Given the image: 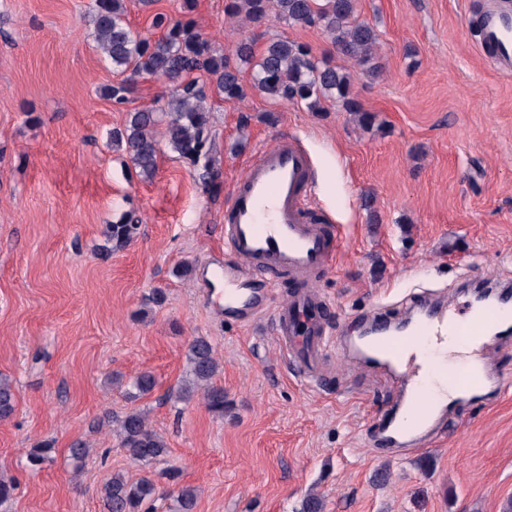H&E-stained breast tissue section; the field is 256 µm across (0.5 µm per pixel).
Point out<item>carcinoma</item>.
<instances>
[{
    "mask_svg": "<svg viewBox=\"0 0 512 512\" xmlns=\"http://www.w3.org/2000/svg\"><path fill=\"white\" fill-rule=\"evenodd\" d=\"M196 0H182V17L173 19L164 13L153 17L156 38L135 31L127 21L125 0H92L89 24L95 48L112 62L114 72L123 78L103 88L104 97L116 104H126L137 79L144 76L164 78L172 83L167 102L159 108H141L126 113L122 127L112 132V142L125 147L133 166L143 180H152L158 170L161 144L194 167L198 181L208 190L221 185V171L211 154V114L207 110V92L191 75L208 74L211 91L229 102L242 101L247 87H252L276 101H304L313 112L321 103L336 100L345 110L358 116L361 125L372 123L373 116L362 109L352 96L350 73L334 65L312 49L286 38L267 40L256 50L253 35L240 38L233 57L211 54L210 45L197 28L191 13ZM356 0H229L227 15L259 24L273 15L289 26L320 28L336 52L362 67L363 74L376 78L381 67L375 62L378 35L372 25L355 17ZM252 70V84L243 81L244 66ZM140 219L125 213L110 227V238L121 245L139 230ZM188 371L176 391L185 400L204 390L207 410L216 418L224 417V388L214 384L221 370L210 342L196 337L188 346ZM13 381L0 374V420L15 411ZM120 444L126 453L140 462L165 460L168 448L164 438L147 426L139 411L126 413L118 420ZM53 444L42 442L27 451L28 465L38 470L50 458ZM177 486L174 512H194L196 488L179 485L181 471H164ZM158 492L157 484L144 476L131 480L118 472L104 488L106 512H151L150 503Z\"/></svg>",
    "mask_w": 512,
    "mask_h": 512,
    "instance_id": "carcinoma-1",
    "label": "carcinoma"
}]
</instances>
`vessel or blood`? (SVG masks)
Returning <instances> with one entry per match:
<instances>
[{
  "mask_svg": "<svg viewBox=\"0 0 512 512\" xmlns=\"http://www.w3.org/2000/svg\"><path fill=\"white\" fill-rule=\"evenodd\" d=\"M477 42L482 55L496 68L512 70V0H487L476 19ZM311 159L291 137L271 139L234 186L224 212V245L236 257L230 266L218 267L224 278V307L251 310L257 298L246 289L259 282L274 287L277 276L310 281L327 267L338 247L332 226L312 223L307 211ZM321 299L316 291L283 298L274 309L278 339L301 376H309L328 338L319 336ZM512 322V300L501 299L483 307L473 318L457 320L460 335L477 336L488 326ZM449 326L442 315L413 316L407 330L391 332L387 323L375 322L373 334L353 354L375 358L408 383L398 412L388 419L390 437L419 434L437 411L436 396H420L431 381L421 375L414 359L406 358L408 345L418 342L436 347ZM492 375L486 364L460 362L449 374L457 388L482 389Z\"/></svg>",
  "mask_w": 512,
  "mask_h": 512,
  "instance_id": "obj_1",
  "label": "vessel or blood"
}]
</instances>
